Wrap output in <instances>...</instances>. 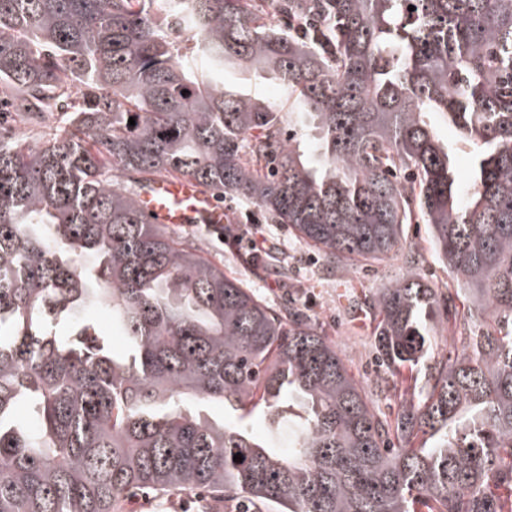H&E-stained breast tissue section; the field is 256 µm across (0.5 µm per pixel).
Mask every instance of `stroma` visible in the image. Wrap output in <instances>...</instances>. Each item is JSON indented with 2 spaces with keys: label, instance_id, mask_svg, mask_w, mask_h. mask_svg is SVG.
I'll use <instances>...</instances> for the list:
<instances>
[{
  "label": "stroma",
  "instance_id": "stroma-1",
  "mask_svg": "<svg viewBox=\"0 0 512 512\" xmlns=\"http://www.w3.org/2000/svg\"><path fill=\"white\" fill-rule=\"evenodd\" d=\"M224 210L228 222L248 231L261 232L288 259V276L284 279L262 274L242 261L246 242L231 244L212 239V252L220 254L226 269L269 306H294L307 313L326 337L333 341L356 378L373 383L386 378L387 371L374 359L375 321L373 298L378 288L409 274L404 255L419 252V273L424 282L447 287L448 271L436 256L427 225H408L404 252L401 255L361 268L339 262L328 264L315 254L287 225L269 224L253 205L236 197L225 196Z\"/></svg>",
  "mask_w": 512,
  "mask_h": 512
}]
</instances>
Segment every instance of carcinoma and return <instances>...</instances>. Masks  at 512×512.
Here are the masks:
<instances>
[{
	"label": "carcinoma",
	"instance_id": "cac0c4a2",
	"mask_svg": "<svg viewBox=\"0 0 512 512\" xmlns=\"http://www.w3.org/2000/svg\"><path fill=\"white\" fill-rule=\"evenodd\" d=\"M227 68L271 76L288 110L209 80ZM2 102L51 133L0 128V512L152 492L512 512V0H0ZM430 112L470 146L464 189ZM176 177L330 263L395 255L422 220L468 302L452 349L431 346L451 297L413 275L378 289L399 397L380 412L305 313L203 255L207 226L142 212ZM257 263L288 276L279 251ZM293 408L286 451L244 422Z\"/></svg>",
	"mask_w": 512,
	"mask_h": 512
}]
</instances>
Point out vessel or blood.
<instances>
[{"label": "vessel or blood", "mask_w": 512, "mask_h": 512, "mask_svg": "<svg viewBox=\"0 0 512 512\" xmlns=\"http://www.w3.org/2000/svg\"><path fill=\"white\" fill-rule=\"evenodd\" d=\"M140 206L162 223L173 226L207 225L221 228L225 222L223 207L204 193L193 181L187 179H162L155 181L140 195Z\"/></svg>", "instance_id": "b4317fda"}]
</instances>
